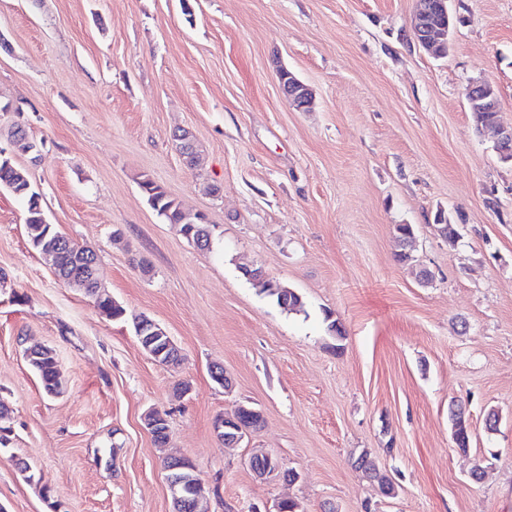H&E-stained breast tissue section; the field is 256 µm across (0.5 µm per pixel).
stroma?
Listing matches in <instances>:
<instances>
[{
    "mask_svg": "<svg viewBox=\"0 0 512 512\" xmlns=\"http://www.w3.org/2000/svg\"><path fill=\"white\" fill-rule=\"evenodd\" d=\"M450 8L462 22L435 57L411 30L414 0H0V150L49 222L97 253L126 310L107 319L57 280L24 202L0 188V512H171L168 455L192 461L208 512L284 498L299 512H512V162L463 95L490 81L512 127V0ZM281 66L312 88L311 111L288 104ZM16 124L37 154L13 147ZM183 129L197 166L175 147ZM143 174L206 215L211 249L158 216ZM448 222L462 227L454 247ZM400 224L414 228L405 247ZM245 265L302 308H281ZM138 315L169 332L179 364L142 350ZM40 346L58 395L26 361ZM245 403L264 423L224 447L214 421ZM153 407L168 414L161 448L143 422ZM257 451L297 480L257 478ZM363 452L395 496L354 469Z\"/></svg>",
    "mask_w": 512,
    "mask_h": 512,
    "instance_id": "stroma-1",
    "label": "stroma"
}]
</instances>
